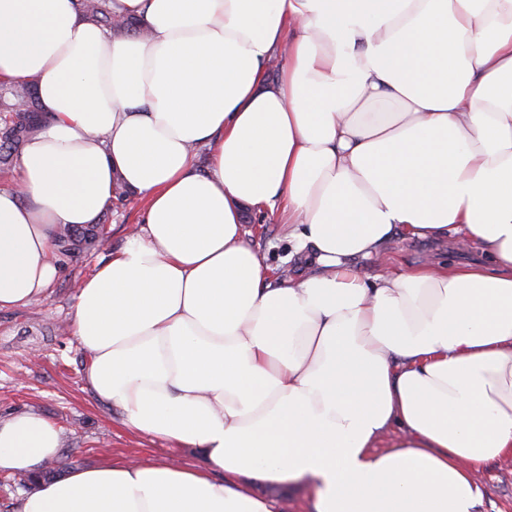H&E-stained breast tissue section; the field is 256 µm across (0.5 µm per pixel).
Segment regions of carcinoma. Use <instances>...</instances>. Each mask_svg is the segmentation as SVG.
Wrapping results in <instances>:
<instances>
[{
  "mask_svg": "<svg viewBox=\"0 0 512 512\" xmlns=\"http://www.w3.org/2000/svg\"><path fill=\"white\" fill-rule=\"evenodd\" d=\"M83 11L98 25L113 32H137L141 27L132 19L112 14V0H82ZM41 120L32 80L7 85L0 92V170L13 165ZM103 212L96 223L86 227H63L55 237L56 249L74 253L109 241Z\"/></svg>",
  "mask_w": 512,
  "mask_h": 512,
  "instance_id": "cac0c4a2",
  "label": "carcinoma"
}]
</instances>
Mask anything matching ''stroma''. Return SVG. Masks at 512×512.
Masks as SVG:
<instances>
[{"label":"stroma","mask_w":512,"mask_h":512,"mask_svg":"<svg viewBox=\"0 0 512 512\" xmlns=\"http://www.w3.org/2000/svg\"><path fill=\"white\" fill-rule=\"evenodd\" d=\"M141 210L140 200L134 197L114 205L107 221L108 246L59 256L63 272L44 297L0 310V422L13 413L31 411L55 423L61 434L57 460L68 473L116 460L153 464L171 459L191 469L204 465L201 451L131 431L120 411L101 406L83 380L84 357L70 331L82 281L100 259L117 252L129 233L138 229ZM244 228L265 255L271 276L304 269V262L290 261L292 246L274 216L247 213ZM479 256L476 250L457 251L451 241L401 235L391 245L386 264L366 261L362 269L374 275L387 264L467 262ZM475 479L483 492L478 512H512V463H487Z\"/></svg>","instance_id":"1"}]
</instances>
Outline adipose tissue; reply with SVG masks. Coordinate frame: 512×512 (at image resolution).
Here are the masks:
<instances>
[{
	"label": "adipose tissue",
	"instance_id": "ef3b65f1",
	"mask_svg": "<svg viewBox=\"0 0 512 512\" xmlns=\"http://www.w3.org/2000/svg\"><path fill=\"white\" fill-rule=\"evenodd\" d=\"M0 0V81L46 120L0 189V310L60 276L62 226L123 182L141 226L79 289L84 380L133 431L206 466L106 463L22 512H477L512 458V0ZM280 59L276 79L269 65ZM209 167L199 172L198 149ZM277 211L308 271L271 279L244 208ZM489 264L366 275L396 235ZM33 412L0 470L56 458ZM83 11L88 18L110 32H137L141 27L132 19H118L112 14L110 0H82ZM280 497L288 498V512L310 511V493L306 485H291L279 493Z\"/></svg>",
	"mask_w": 512,
	"mask_h": 512
}]
</instances>
